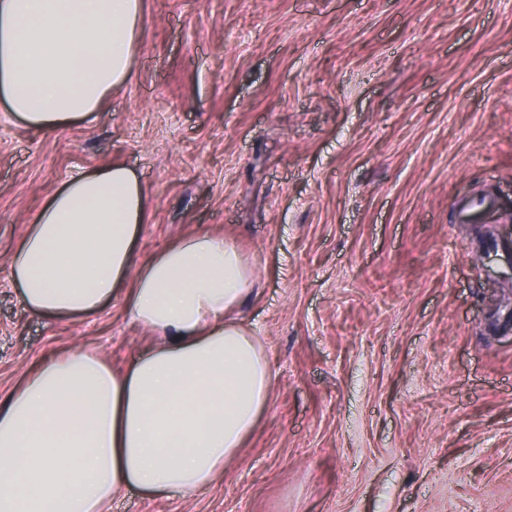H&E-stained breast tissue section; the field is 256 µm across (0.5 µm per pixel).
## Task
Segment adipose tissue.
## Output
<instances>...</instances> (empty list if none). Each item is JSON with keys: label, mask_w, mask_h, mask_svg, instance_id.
I'll return each mask as SVG.
<instances>
[{"label": "adipose tissue", "mask_w": 512, "mask_h": 512, "mask_svg": "<svg viewBox=\"0 0 512 512\" xmlns=\"http://www.w3.org/2000/svg\"><path fill=\"white\" fill-rule=\"evenodd\" d=\"M141 26L142 0H0V110L42 131L96 116L129 80ZM146 209L126 166L75 175L10 260L26 309L64 320L120 297L157 341L121 373L80 349L53 357L0 402V512H103L131 488L192 494L268 405V361L234 317L251 269L217 235L135 266Z\"/></svg>", "instance_id": "obj_1"}]
</instances>
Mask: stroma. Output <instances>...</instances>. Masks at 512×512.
<instances>
[{
    "label": "stroma",
    "instance_id": "35a3bbf8",
    "mask_svg": "<svg viewBox=\"0 0 512 512\" xmlns=\"http://www.w3.org/2000/svg\"><path fill=\"white\" fill-rule=\"evenodd\" d=\"M131 77L50 133L0 112V398L74 348L154 340L122 299L27 310L9 260L70 176L115 162L148 206L143 265L221 235L269 404L218 481L106 512H512V0H143ZM490 195L488 224L462 201ZM494 205L490 196L481 195L464 203L459 210L458 221L461 224H483L484 214Z\"/></svg>",
    "mask_w": 512,
    "mask_h": 512
}]
</instances>
